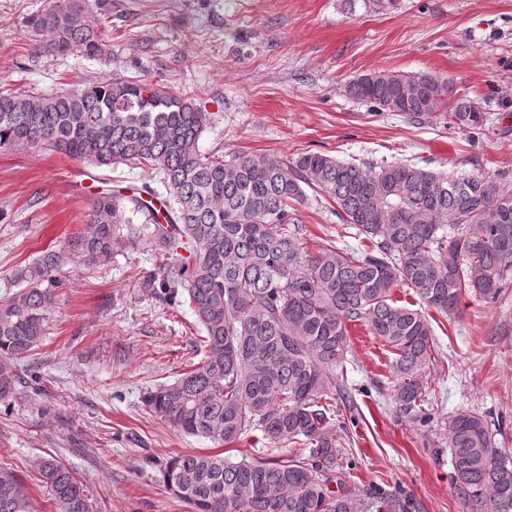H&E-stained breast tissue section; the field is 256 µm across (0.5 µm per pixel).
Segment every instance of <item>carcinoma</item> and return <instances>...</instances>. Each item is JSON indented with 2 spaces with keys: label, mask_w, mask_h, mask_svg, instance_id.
<instances>
[{
  "label": "carcinoma",
  "mask_w": 512,
  "mask_h": 512,
  "mask_svg": "<svg viewBox=\"0 0 512 512\" xmlns=\"http://www.w3.org/2000/svg\"><path fill=\"white\" fill-rule=\"evenodd\" d=\"M29 26L40 54H110L99 3L51 0ZM344 91L417 125L476 135L491 121L448 79L428 72L372 71ZM212 124L191 98L147 79L0 93V148L57 151L96 168L146 166L163 175L169 194L162 224L142 198L101 193L82 236L16 269L22 288L0 301V401L16 392L18 361L45 336L59 268L76 256L107 261L140 244L161 260L142 283L164 304L187 301L204 332L201 359L150 391L146 405L219 446L241 444L253 431L266 443V456L239 461L222 452L176 454L163 469L167 489L193 512H361L359 490L348 487L341 465L346 426L336 409L342 393L333 391L347 325H364L389 349L397 411L426 421L422 373L433 332L422 310L392 298L393 288L445 315L468 293L501 302L512 287V191L482 173L436 172L407 160L204 154L199 141ZM306 186L331 198L372 249L307 254L298 215ZM180 248L190 252L184 262ZM495 436L477 412L451 422L453 484L475 512H512V456ZM290 444L298 452L282 456ZM35 471L56 512H90L86 485L57 458H39ZM0 512H34L18 476L2 466Z\"/></svg>",
  "instance_id": "cac0c4a2"
}]
</instances>
